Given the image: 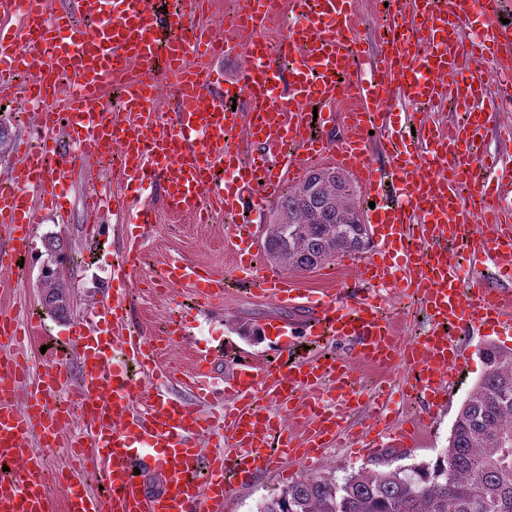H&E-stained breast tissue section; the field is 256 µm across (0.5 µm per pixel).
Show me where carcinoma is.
Instances as JSON below:
<instances>
[{"label": "carcinoma", "mask_w": 512, "mask_h": 512, "mask_svg": "<svg viewBox=\"0 0 512 512\" xmlns=\"http://www.w3.org/2000/svg\"><path fill=\"white\" fill-rule=\"evenodd\" d=\"M371 243L357 186L334 168H315L271 205L266 257L291 271H312ZM42 305L70 315L67 261L57 236L45 243ZM484 372L462 402L448 447L434 460L389 470L304 476L265 500L258 512H512V348L488 342Z\"/></svg>", "instance_id": "cac0c4a2"}]
</instances>
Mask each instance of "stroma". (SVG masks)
Listing matches in <instances>:
<instances>
[{
  "instance_id": "1",
  "label": "stroma",
  "mask_w": 512,
  "mask_h": 512,
  "mask_svg": "<svg viewBox=\"0 0 512 512\" xmlns=\"http://www.w3.org/2000/svg\"><path fill=\"white\" fill-rule=\"evenodd\" d=\"M388 20L379 0H357L355 27L365 51L375 49L379 35ZM482 73L488 83L485 110L492 116L495 127L512 126V112L498 108L501 87L493 76L491 63L466 59L460 61L457 78ZM25 83L15 80L9 97L0 100V114L8 125V139L0 146V178L8 177L17 160L16 146L28 131L30 116L24 110ZM493 131L488 132L480 145L479 154L502 152L512 155V142L501 141ZM108 189L117 196L127 193L126 186L111 162L97 158L85 160L74 170L67 186V208L60 214H43L37 224L32 225L31 249L23 268L10 278L11 286L0 293V314L15 318L18 325L33 322L36 334L31 343L23 345L22 352L30 359L33 370H41L47 357L62 353L71 375H78V363L70 348L68 338L73 323L88 318L103 303L123 296L128 309V322L143 335H157L167 320L181 321L184 339L175 341L159 356V363L172 371L170 379L141 377L135 392L136 406H145L148 393L159 386H166L177 397L185 392L177 377L190 368L197 351L208 352L214 361L213 383L223 387L232 375L234 353L270 352L288 348L303 352L313 358L321 353L348 354L346 344L332 340L320 341L302 335L270 336L262 340L244 337L241 326L252 329L266 324L277 326H299L307 313L304 308L277 304L231 287L223 298L205 304L197 300L192 288L181 284L166 286L163 274L168 262L182 259L194 264L210 267L218 272L231 273L235 257L228 245L232 225L223 212H215L210 223L198 224L190 217L172 215L160 194H153L149 202L155 211L154 223L144 234L140 248L142 262L129 282L119 283L112 279V265L118 255L126 249L119 217L108 214L99 236L87 234L84 222L83 197L86 193ZM62 239L69 255L63 266V275L71 286V316L58 321L50 317L40 302L41 256L47 236ZM334 277L326 280L320 270L293 272L289 278L305 295L320 294L327 288H341L350 294L363 289L356 272L341 262H334ZM465 347L460 374L453 398L447 410L440 412L434 427L425 429L424 439L409 448H377L372 451L352 452L348 448L332 447L323 456L311 463L296 462L289 473L273 469L240 478L228 495L229 512H257L261 502L289 481L306 474L345 473L362 468L383 470L387 466L409 465L435 459L448 445V436L455 416L467 393L481 376L484 366L478 350L485 341L491 340L512 348V333L491 334L485 337L472 328L459 332ZM410 368L399 363L386 371H378L363 365L357 366L355 376L364 392H372L379 384L389 389V403L383 416L386 422L399 426L422 417L423 404L413 399L407 385Z\"/></svg>"
}]
</instances>
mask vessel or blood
Masks as SVG:
<instances>
[{"mask_svg":"<svg viewBox=\"0 0 512 512\" xmlns=\"http://www.w3.org/2000/svg\"><path fill=\"white\" fill-rule=\"evenodd\" d=\"M354 0H290L296 20L279 46L261 35L277 14V0H243L235 17L237 39L214 46L207 32L185 27L157 67L161 10L159 0H71L69 11L49 15L46 0H0V92L10 90L15 73L27 71L43 80L32 98L58 95L46 76L71 73L74 90L63 102L70 116L68 135L77 151L60 148L52 132L53 111L34 113L36 137L22 144L18 162L0 181V234L10 259L26 255L28 229L39 209L61 211L60 192L77 163L111 154L121 143L123 173L135 189L156 186L166 206L204 223L211 208L224 213L260 211L276 198L300 165L330 159L351 172L367 193L388 184L394 204L369 210L374 256L355 263L361 281L373 294L353 296L344 290L312 298L307 335L321 330L348 341L351 355L284 364L283 352L264 362L239 364L224 389L208 384L213 365L198 353L185 384L195 389L198 405L170 394H155L145 408L134 405L135 386L113 361L120 349L132 361H149L158 344L124 333L122 302L98 311L97 318L72 326V345L81 364L75 393L82 403V430L70 445L76 456L92 448L90 463L106 492L95 495L77 471L64 472L71 486L66 512H225L226 474L242 477L270 470L275 462L296 457L319 458L346 431L347 417L363 405L362 392L348 385L354 364L384 369L405 360L419 370L428 406H446L464 357L453 329L478 326L499 332L511 326L512 226H476V265H492L496 284L466 290L448 241L459 235L464 215L498 213L512 196V163L498 157H474L470 143L481 137L488 119L481 108L485 83L474 75L456 88V100L471 116L446 131L415 127L412 147L400 150L403 133L391 121L392 100L441 106L445 77L461 58L512 60V23H504L503 0H446L444 7L421 0L410 18L394 20L381 38V50L369 67H358L359 39ZM479 18L471 38L463 24ZM250 47L254 64L227 80L223 92L211 89L208 70L190 64L194 52L228 54L238 44ZM175 98L173 119L155 110L160 80ZM122 84V106L108 113L104 104L114 82ZM248 95L239 112L230 100ZM349 96L347 112L334 110ZM306 102L319 103L321 125L343 122L347 133L330 141L309 133ZM379 119L382 137L392 149L389 168L365 160L361 136L368 119ZM245 129L260 148L251 161L226 153L224 138ZM224 167V183L211 182L214 167ZM257 225L237 224L230 246L234 275L264 297L294 300L298 292L287 277L256 264ZM170 284L186 283L199 299L224 292L226 276L193 264H171ZM393 288L418 300L432 326L424 337L401 342L383 313L380 289ZM16 333L0 329V512H53L46 490V449L56 446L64 423L51 403L68 378L64 359L48 362L37 389L23 404L17 393L29 373L17 361ZM288 400V411L304 431L294 439L264 400ZM216 440L205 451L203 439ZM423 438L419 427L374 429L375 444L406 447ZM159 468L164 481L149 490L138 474Z\"/></svg>","mask_w":512,"mask_h":512,"instance_id":"vessel-or-blood-1","label":"vessel or blood"}]
</instances>
